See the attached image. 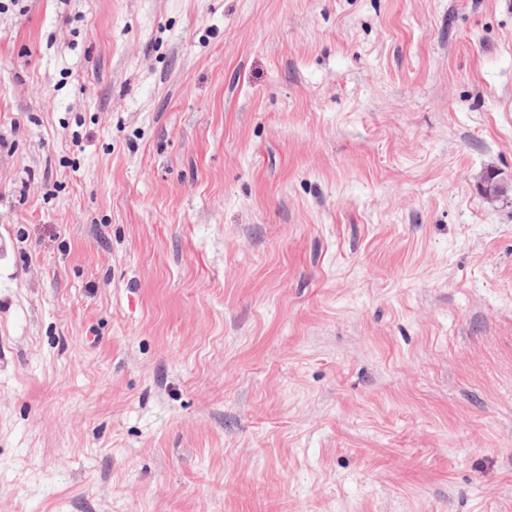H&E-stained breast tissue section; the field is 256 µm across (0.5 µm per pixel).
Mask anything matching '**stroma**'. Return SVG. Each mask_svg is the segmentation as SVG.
I'll list each match as a JSON object with an SVG mask.
<instances>
[{
  "instance_id": "obj_1",
  "label": "stroma",
  "mask_w": 512,
  "mask_h": 512,
  "mask_svg": "<svg viewBox=\"0 0 512 512\" xmlns=\"http://www.w3.org/2000/svg\"><path fill=\"white\" fill-rule=\"evenodd\" d=\"M0 136V512H512V0H19Z\"/></svg>"
}]
</instances>
